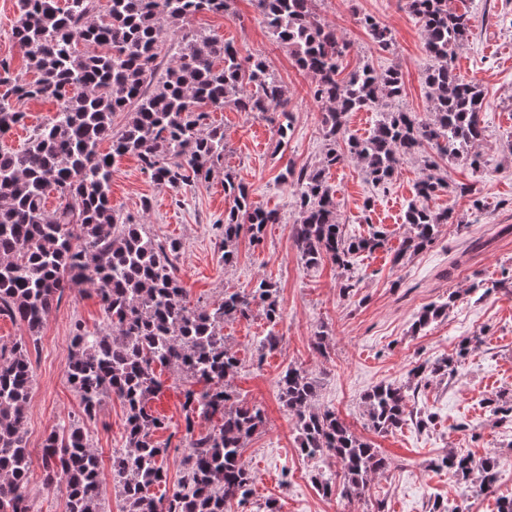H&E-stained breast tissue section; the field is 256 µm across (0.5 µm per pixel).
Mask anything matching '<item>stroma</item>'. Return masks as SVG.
Listing matches in <instances>:
<instances>
[{
	"label": "stroma",
	"instance_id": "35a3bbf8",
	"mask_svg": "<svg viewBox=\"0 0 512 512\" xmlns=\"http://www.w3.org/2000/svg\"><path fill=\"white\" fill-rule=\"evenodd\" d=\"M448 5L473 17L471 36L457 51L454 65L461 79L483 92L484 134L476 150L488 166L477 172L461 160H440L437 174L447 186L428 205L449 212L452 221L440 227L423 252L394 258L408 231L404 212L417 202L416 185L425 175L423 157L415 154L404 156L385 184L373 183L352 159L327 171L346 233L366 237L380 230L384 244L354 256L345 270L328 261L309 267L301 260L292 237L298 210L281 176L290 168L320 166L326 151L322 107L309 93V77L268 32L252 0H235L229 15H197L189 27L265 57L288 88L293 124L287 138L277 132L280 114H249L228 104L209 116L226 137L224 168L209 180L174 190L151 180L133 156L124 157L112 176L110 198L117 213L145 225L155 238L179 242L175 266L189 305H215L225 290L251 288L260 278L278 289L282 320L276 350L264 354L258 348L259 337L267 332L261 313L224 325L226 340L239 358L230 388L240 401L260 405L266 416L243 452L256 476L253 494L245 503L232 504L231 512H264L270 500L279 512H428L436 498L450 512H497V499L512 495V421L498 420L485 406L492 396L512 399V233L505 230L512 225V0H448ZM317 9L321 21L352 45L345 69L367 63L379 72L397 67L405 75L400 98L349 114L348 135L368 137L386 110L430 117L424 74L433 60L405 0H317ZM366 15L390 31L388 48H379L361 25ZM21 109L27 114L24 125L0 137V147L22 149L33 128L51 119L57 105L30 100ZM228 170L257 205L280 216L279 223L267 225L261 245L240 239L237 260L230 266L224 263L217 228L231 205L224 194ZM476 199L482 210L473 209ZM476 238L486 241V248L469 251ZM347 281L354 291L344 299L339 289ZM444 302L449 305L445 316L415 330L423 306ZM104 322L92 290L66 293L47 316L31 352L34 387L25 439L32 460L27 492L36 512H66L64 485L44 483L42 446L52 430L81 416L80 399L66 378L74 327L80 323L92 332ZM320 328L327 332L322 352L313 345ZM466 336L482 337L484 343L462 357L459 343ZM453 356L459 359L456 374L414 382L412 368ZM291 364L305 368L315 381L318 407L339 413L389 458L388 470L373 478L361 500L348 501L337 490L323 495L320 482L333 473V465L299 452L295 423L277 391L281 372ZM158 377L162 387L149 405L167 423L155 434L159 444L169 447L167 483L156 489L161 495L184 480L185 431L181 377L168 368ZM412 383L417 386L416 410L435 413V425L424 429L410 421L387 434L369 429L364 394L381 384ZM84 427L101 459L105 507L118 512L112 454L125 444L120 400L107 399ZM451 450L477 460L495 456L502 465L499 480L475 493L471 482L438 467ZM380 502L385 505L381 511L376 508Z\"/></svg>",
	"mask_w": 512,
	"mask_h": 512
}]
</instances>
